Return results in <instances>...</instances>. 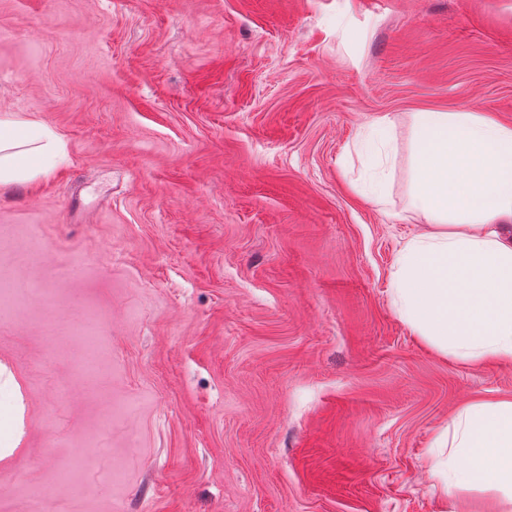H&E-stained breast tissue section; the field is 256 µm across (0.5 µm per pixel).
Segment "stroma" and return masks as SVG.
Here are the masks:
<instances>
[{
    "label": "stroma",
    "instance_id": "35a3bbf8",
    "mask_svg": "<svg viewBox=\"0 0 512 512\" xmlns=\"http://www.w3.org/2000/svg\"><path fill=\"white\" fill-rule=\"evenodd\" d=\"M440 108L512 123V0H0V115L68 155L0 185L26 404L0 512L35 486L45 512H445L431 441L512 366L389 303L428 229L401 214L409 115ZM380 117L384 207L355 151ZM372 133H375V139L370 149L372 164L378 170L376 174L378 190L373 200L378 205H385L387 203V195L384 187L393 175V165L390 163L391 151L393 150L392 122L385 117L375 120L369 126V130L364 137L365 143Z\"/></svg>",
    "mask_w": 512,
    "mask_h": 512
}]
</instances>
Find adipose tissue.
I'll return each mask as SVG.
<instances>
[{
    "label": "adipose tissue",
    "instance_id": "ef3b65f1",
    "mask_svg": "<svg viewBox=\"0 0 512 512\" xmlns=\"http://www.w3.org/2000/svg\"><path fill=\"white\" fill-rule=\"evenodd\" d=\"M376 204L393 175L392 123L375 120ZM62 138L40 120L0 117V184L55 170ZM407 216L427 232L401 247L388 288L415 336L470 364L512 365V124L471 110L413 113ZM25 403L0 363V460L25 435ZM429 471L449 492L448 512H503L512 503V397L460 408L433 439Z\"/></svg>",
    "mask_w": 512,
    "mask_h": 512
}]
</instances>
